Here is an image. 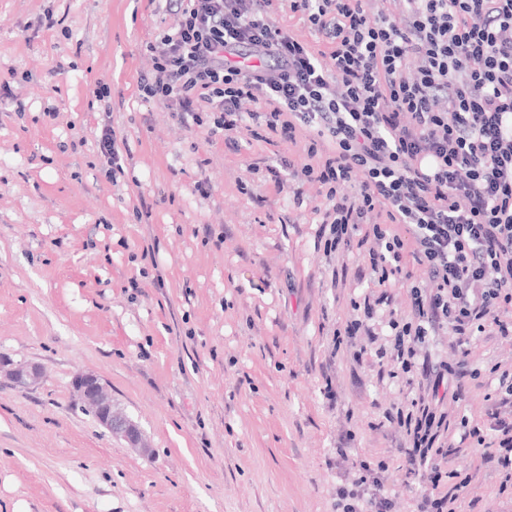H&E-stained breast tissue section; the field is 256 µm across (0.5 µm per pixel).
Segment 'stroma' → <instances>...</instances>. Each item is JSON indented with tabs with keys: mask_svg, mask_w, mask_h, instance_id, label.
I'll use <instances>...</instances> for the list:
<instances>
[{
	"mask_svg": "<svg viewBox=\"0 0 512 512\" xmlns=\"http://www.w3.org/2000/svg\"><path fill=\"white\" fill-rule=\"evenodd\" d=\"M271 18L329 52L289 0ZM178 22L169 0H0V356L41 370L26 388L0 375V512H343L363 477L388 512H420L396 415L429 382L402 372L391 324L412 320L427 273L408 257L376 286L358 237L327 249L326 186L268 174L321 164L328 137L214 135L141 96L148 43ZM383 293L367 330L337 339ZM418 355L459 389L439 406L467 483L455 512H512L497 448L463 437L512 420V335L490 326L464 351L443 325ZM83 372L147 450L79 408Z\"/></svg>",
	"mask_w": 512,
	"mask_h": 512,
	"instance_id": "stroma-1",
	"label": "stroma"
}]
</instances>
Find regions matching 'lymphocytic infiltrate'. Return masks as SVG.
<instances>
[{
  "mask_svg": "<svg viewBox=\"0 0 512 512\" xmlns=\"http://www.w3.org/2000/svg\"><path fill=\"white\" fill-rule=\"evenodd\" d=\"M397 26L364 0H291L332 46L320 59L275 25L272 0H185L177 28L153 46L155 76L143 97L177 103L182 120L213 115V132L264 120L274 134L314 128L335 145L301 177L327 186L330 245L370 224L369 262L377 285L401 273L404 249L433 287L412 288L414 319L394 336L403 371L437 324L461 343L495 325L512 334V0H399ZM249 48L269 67L240 66L228 52ZM255 112L241 111L242 102ZM356 184L355 196L344 188ZM384 211L386 225L371 224ZM399 224L403 234H389ZM430 398L399 416L410 474L426 512H446L438 492L449 474L439 445L447 365L429 369Z\"/></svg>",
  "mask_w": 512,
  "mask_h": 512,
  "instance_id": "1",
  "label": "lymphocytic infiltrate"
}]
</instances>
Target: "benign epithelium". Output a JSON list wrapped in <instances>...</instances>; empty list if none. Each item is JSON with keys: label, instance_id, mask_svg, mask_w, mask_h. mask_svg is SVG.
<instances>
[{"label": "benign epithelium", "instance_id": "benign-epithelium-1", "mask_svg": "<svg viewBox=\"0 0 512 512\" xmlns=\"http://www.w3.org/2000/svg\"><path fill=\"white\" fill-rule=\"evenodd\" d=\"M74 389L79 402L93 413L98 423L111 435L134 446L139 443L141 433L138 426L113 408L112 396L97 376L87 374L78 377Z\"/></svg>", "mask_w": 512, "mask_h": 512}]
</instances>
